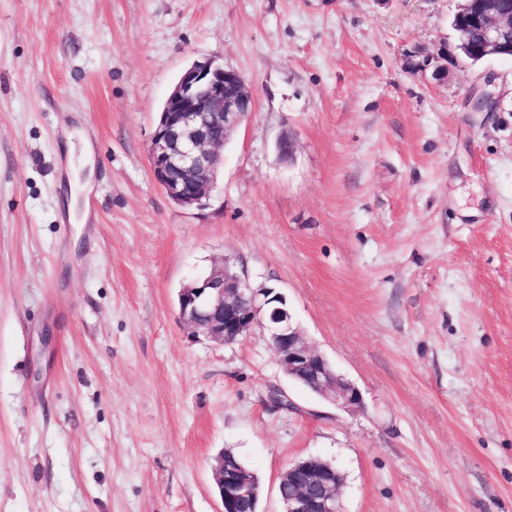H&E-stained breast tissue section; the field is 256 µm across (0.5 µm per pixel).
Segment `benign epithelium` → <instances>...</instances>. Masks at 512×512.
<instances>
[{"label":"benign epithelium","instance_id":"obj_1","mask_svg":"<svg viewBox=\"0 0 512 512\" xmlns=\"http://www.w3.org/2000/svg\"><path fill=\"white\" fill-rule=\"evenodd\" d=\"M454 2L451 25L460 61L474 66L490 59L512 60V3ZM444 49L446 43H439L426 59L437 82L448 76L438 63ZM252 102V89L242 75L213 59L196 60L180 75L162 106L149 151L152 174L173 202L206 205L224 164V143L248 119ZM471 106L475 112H492L497 99L484 90L472 96ZM277 151L283 160L293 158L290 133L279 137ZM286 303L274 288L253 285L224 260L180 289L178 316L191 336L212 342L228 344L257 332L274 350L288 378L337 407H360L358 387L309 344ZM213 470L222 512H232L236 501L256 495L248 473L224 467V455L216 458ZM343 481L340 470L319 457L291 463L279 482L283 512H340Z\"/></svg>","mask_w":512,"mask_h":512}]
</instances>
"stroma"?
I'll use <instances>...</instances> for the list:
<instances>
[{
  "instance_id": "35a3bbf8",
  "label": "stroma",
  "mask_w": 512,
  "mask_h": 512,
  "mask_svg": "<svg viewBox=\"0 0 512 512\" xmlns=\"http://www.w3.org/2000/svg\"><path fill=\"white\" fill-rule=\"evenodd\" d=\"M453 8L0 0V512H220L225 449L260 476V512L308 456L342 472V512H512V61L487 63L494 112L453 57L434 81ZM202 58L253 110L184 208L149 146ZM69 133L91 145L85 219ZM224 258L287 297L361 408L291 382L259 334L186 336L177 293Z\"/></svg>"
}]
</instances>
